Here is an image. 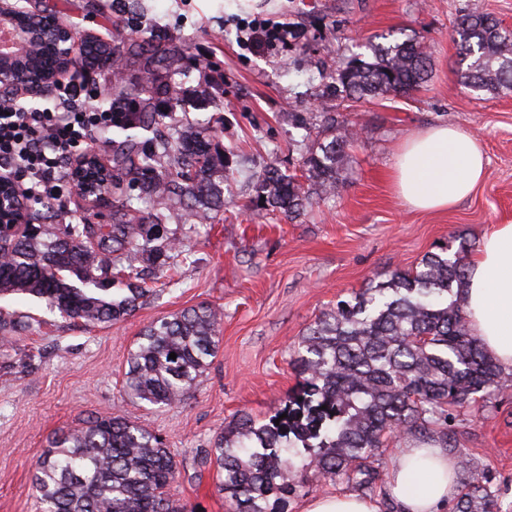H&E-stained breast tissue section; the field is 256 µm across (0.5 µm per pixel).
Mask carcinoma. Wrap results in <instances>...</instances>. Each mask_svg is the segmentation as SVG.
<instances>
[{
    "instance_id": "1",
    "label": "carcinoma",
    "mask_w": 512,
    "mask_h": 512,
    "mask_svg": "<svg viewBox=\"0 0 512 512\" xmlns=\"http://www.w3.org/2000/svg\"><path fill=\"white\" fill-rule=\"evenodd\" d=\"M451 37L466 86L512 91L511 31L474 8ZM367 48L335 77L350 98L405 96L426 82L429 56L412 39L395 36ZM127 53L146 77L112 98V223L0 226V298L34 297L89 326L122 322L150 292L141 263L151 261L155 275L164 271L161 210L177 207L211 223L232 202L233 151L208 126L164 122L182 99L162 74L187 48L171 45L162 32L132 33ZM88 54L108 60L120 49L94 41ZM352 139L344 115L321 113L302 155L305 182L267 166L247 207L293 219L335 193ZM468 247L462 241L450 255L440 246L411 270L378 273L308 327L291 359L297 389L263 424L238 415L206 451L203 463L216 469L217 491L231 512H278L303 487L289 475L312 467L325 478L370 485L378 474L365 462L391 439L435 435L439 447L455 451L445 428L451 412L512 386V371L470 330L461 296V253ZM222 317L217 308L198 306L145 326L127 356L126 394L159 408L183 402L217 352ZM29 327V317L0 311V352ZM178 474L175 454L159 435L123 416L99 414L48 442L32 486L40 512H196L168 493ZM453 512H496L482 469L463 455Z\"/></svg>"
}]
</instances>
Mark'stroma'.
<instances>
[{
  "instance_id": "stroma-1",
  "label": "stroma",
  "mask_w": 512,
  "mask_h": 512,
  "mask_svg": "<svg viewBox=\"0 0 512 512\" xmlns=\"http://www.w3.org/2000/svg\"><path fill=\"white\" fill-rule=\"evenodd\" d=\"M59 20L77 37H111L112 0H57ZM132 21L141 36L163 31L191 46L192 61L175 81L185 108L182 123H210L238 153L233 204L212 224L165 226L181 240L170 268L153 284L134 316L87 327L49 313L35 299L5 297L0 309L30 315L8 355H0V512H38L33 466L55 432L96 414H119L162 434L179 463L170 494L201 508L229 512L216 473L199 468L224 425L246 412L265 420L281 407L298 378L290 356L308 327L376 273L411 269L437 247L479 245L492 225L512 222V93L473 94L458 76L450 33L472 5L512 30V0H141ZM287 12L297 39L262 52L237 42L235 18ZM404 32L424 47L431 75L406 96L357 102L326 93L327 76L341 70L358 45ZM219 79V108H198L201 85ZM339 112L357 135L335 196L316 201L290 220L245 210L265 166L298 172L292 146L300 130L288 115ZM448 124L476 136L486 156L482 183L442 212L405 207L388 173L402 144L429 127ZM207 303L224 311L221 344L185 400L154 409L124 392L126 359L141 330L161 317ZM448 428L462 454L484 470L500 512H512V390L491 402L454 411ZM304 486L283 504L328 493L357 492L310 469Z\"/></svg>"
}]
</instances>
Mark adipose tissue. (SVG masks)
<instances>
[{
    "label": "adipose tissue",
    "mask_w": 512,
    "mask_h": 512,
    "mask_svg": "<svg viewBox=\"0 0 512 512\" xmlns=\"http://www.w3.org/2000/svg\"><path fill=\"white\" fill-rule=\"evenodd\" d=\"M480 142L453 125H437L401 146L391 169L396 195L418 211L445 210L472 194L484 176ZM474 336L505 368H512V223L485 234L463 286ZM460 464L435 444L400 448L388 493L401 512H446Z\"/></svg>",
    "instance_id": "ef3b65f1"
}]
</instances>
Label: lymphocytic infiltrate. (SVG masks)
Listing matches in <instances>:
<instances>
[{
    "instance_id": "1",
    "label": "lymphocytic infiltrate",
    "mask_w": 512,
    "mask_h": 512,
    "mask_svg": "<svg viewBox=\"0 0 512 512\" xmlns=\"http://www.w3.org/2000/svg\"><path fill=\"white\" fill-rule=\"evenodd\" d=\"M293 26L272 17L238 23V42L263 47L287 41ZM57 103L52 109H28L0 100V177H12L23 198H61L73 160L81 146L90 145L92 134L111 125L112 113L87 106L72 80L57 84Z\"/></svg>"
}]
</instances>
